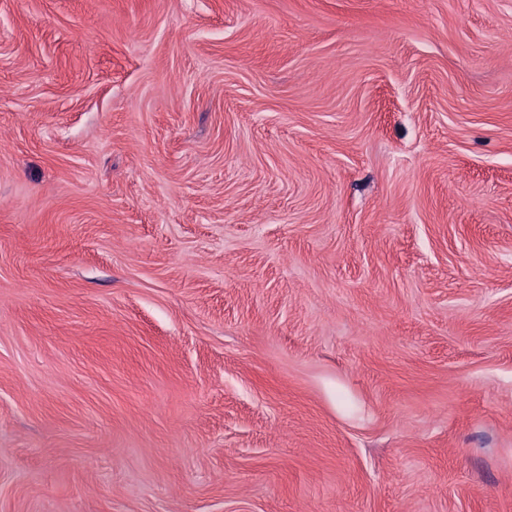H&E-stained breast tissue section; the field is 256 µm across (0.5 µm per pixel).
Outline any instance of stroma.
<instances>
[{
  "label": "stroma",
  "instance_id": "stroma-1",
  "mask_svg": "<svg viewBox=\"0 0 512 512\" xmlns=\"http://www.w3.org/2000/svg\"><path fill=\"white\" fill-rule=\"evenodd\" d=\"M0 512H512V0H0Z\"/></svg>",
  "mask_w": 512,
  "mask_h": 512
}]
</instances>
